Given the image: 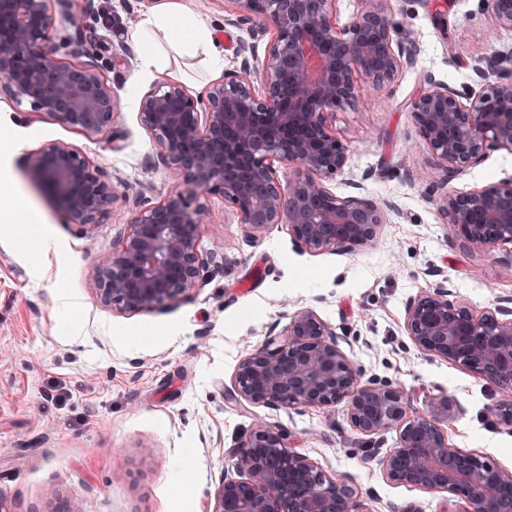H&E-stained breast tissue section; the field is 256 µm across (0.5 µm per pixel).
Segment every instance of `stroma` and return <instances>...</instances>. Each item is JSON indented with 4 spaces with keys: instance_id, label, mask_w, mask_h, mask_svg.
Instances as JSON below:
<instances>
[{
    "instance_id": "35a3bbf8",
    "label": "stroma",
    "mask_w": 512,
    "mask_h": 512,
    "mask_svg": "<svg viewBox=\"0 0 512 512\" xmlns=\"http://www.w3.org/2000/svg\"><path fill=\"white\" fill-rule=\"evenodd\" d=\"M164 2L72 0L69 13L54 15L56 29L79 42L84 61L120 98L107 131L86 135L0 93V140L25 145L15 155L0 147V192L24 194L42 216L25 243L0 223V499L9 512H208L232 467L225 450L262 418L330 477L353 483L364 512H461L458 498L386 478L382 459L396 430L360 434L341 404L288 410L240 405L229 393L245 345L263 344L296 309L312 306L366 378L404 389L409 413L454 395L459 410L442 424L449 447L512 471V427L493 413L504 391L423 353L405 332L409 299L439 284L451 301L479 311L512 296L507 252L468 251L439 212L435 160L406 109L426 76L456 90L475 85L474 59L512 45V30L501 31L497 45L487 42L483 0H391L394 23L420 45L414 65L381 86L361 84L370 110L348 106L328 117L348 146L330 191L399 206L376 240L352 252L312 253L289 225L273 224L252 241L230 205L213 197L195 287L152 311L117 312L97 300L90 278L120 244L129 205L116 200L83 233L39 187L32 158L44 144L66 143L99 164L106 180L148 184L152 201L169 192L173 179L139 100L163 76L197 93L222 73L189 58L161 74L139 72L127 31ZM183 2L208 21L225 67H233L247 31L225 24L221 0ZM509 178L512 150L493 148L447 188L467 194Z\"/></svg>"
}]
</instances>
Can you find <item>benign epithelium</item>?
<instances>
[{
    "label": "benign epithelium",
    "instance_id": "1",
    "mask_svg": "<svg viewBox=\"0 0 512 512\" xmlns=\"http://www.w3.org/2000/svg\"><path fill=\"white\" fill-rule=\"evenodd\" d=\"M387 0H357L348 26L336 27V0H223L224 20L248 28L251 41L235 48L239 65L193 95L162 78L143 94L139 112L175 184L151 203L149 187L103 178L98 165L64 143L43 145L32 171L59 203L66 222L93 231L121 196L132 204L119 249L92 276L99 302L120 312L173 303L195 286L205 200L220 197L256 239L271 224L291 226L310 252L352 251L374 242L384 211L360 198L340 199L327 179L344 172L347 145L327 125L332 112L358 101L361 81L378 85L414 63L409 30L398 33ZM70 0H0V92L31 111L89 136L112 126L120 100L103 75L52 34L54 6ZM485 36L512 29V0H485ZM273 32L263 60L254 40ZM483 89L454 90L432 77L409 105L418 132L448 174L478 164L487 149H512V47L474 61ZM288 166L287 184L274 162ZM440 210L471 252L512 246V180L468 194L446 192ZM512 297L492 311L448 300L440 285L412 300L405 329L421 351L512 388ZM232 398L284 407L346 403L356 431L394 428L396 446L382 460L393 483L448 493L462 512H512V472L487 458L448 446L441 428L457 408L438 397L426 413L409 416L404 390L363 381L362 370L339 347L337 333L312 307L296 310L284 337L270 336L238 364ZM227 454L238 477H224L210 512H360L358 491L317 470L265 420Z\"/></svg>",
    "mask_w": 512,
    "mask_h": 512
}]
</instances>
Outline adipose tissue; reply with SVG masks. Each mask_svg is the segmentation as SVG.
I'll use <instances>...</instances> for the list:
<instances>
[{
    "label": "adipose tissue",
    "instance_id": "adipose-tissue-1",
    "mask_svg": "<svg viewBox=\"0 0 512 512\" xmlns=\"http://www.w3.org/2000/svg\"><path fill=\"white\" fill-rule=\"evenodd\" d=\"M127 37L139 47V67L145 73L164 68L175 55L203 57L216 69L224 65V51L211 26L181 0H166L162 8L142 16Z\"/></svg>",
    "mask_w": 512,
    "mask_h": 512
}]
</instances>
